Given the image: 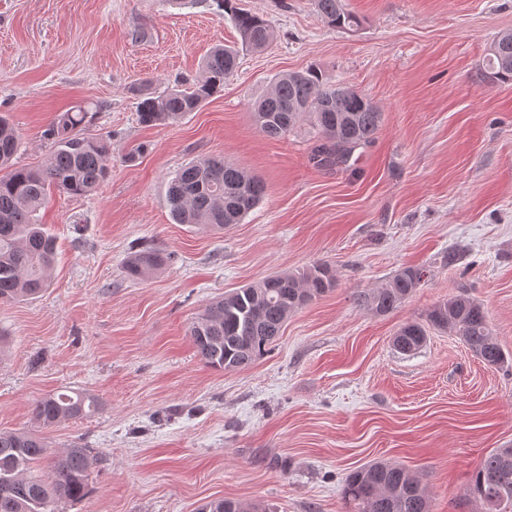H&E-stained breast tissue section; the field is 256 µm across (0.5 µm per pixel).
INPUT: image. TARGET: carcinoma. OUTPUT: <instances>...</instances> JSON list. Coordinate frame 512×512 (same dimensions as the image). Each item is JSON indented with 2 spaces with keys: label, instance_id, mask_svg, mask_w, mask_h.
I'll return each instance as SVG.
<instances>
[{
  "label": "carcinoma",
  "instance_id": "carcinoma-1",
  "mask_svg": "<svg viewBox=\"0 0 512 512\" xmlns=\"http://www.w3.org/2000/svg\"><path fill=\"white\" fill-rule=\"evenodd\" d=\"M230 14L241 45L262 50L274 37L266 19L241 11L233 0H218ZM320 16L333 28L359 25L342 0H314ZM234 47L216 46L205 57L200 81L185 89L157 93L140 90L138 119L145 125L172 124L195 111L224 85L237 67ZM485 78L512 81V33L503 32L490 44ZM88 110L77 105L59 114L47 136L52 151L39 167H16L12 159L19 137L9 119L0 115V302L34 297L51 283L56 263V241L38 222V211L49 189L81 197L94 192L107 176L112 154L110 140L83 132ZM256 126L267 137L282 138L306 120L317 132L313 160L322 167L347 162L360 146L371 144L383 121V112L367 94L347 84H331L314 68L283 73L252 103ZM266 187L222 158L207 157L183 167L168 186V202L178 224H198L221 233L238 224L262 200ZM174 253L163 247L132 252L124 264L131 280L142 279L172 263ZM423 270L406 266L382 287L356 295L357 306L385 315L419 288ZM336 270L314 264L300 272L265 277L213 300L190 326L189 336L200 361L207 367L232 371L254 364L270 352L288 316L336 287ZM449 331L485 364L512 369V353L504 351L492 332L484 306L460 291L434 306L426 323H404L393 338L402 354L418 350L427 329ZM98 409L83 393L49 394L31 405L33 419L44 428ZM41 461L50 472H34ZM93 464L87 448L58 452L29 431L0 430V512H56L62 500L80 501L89 492ZM469 493L483 512H512V447L495 448L473 474ZM343 497L351 512H430L429 497L417 476L404 466L375 461L348 474ZM201 512H261L239 499L213 500Z\"/></svg>",
  "mask_w": 512,
  "mask_h": 512
}]
</instances>
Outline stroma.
I'll return each mask as SVG.
<instances>
[{
    "label": "stroma",
    "mask_w": 512,
    "mask_h": 512,
    "mask_svg": "<svg viewBox=\"0 0 512 512\" xmlns=\"http://www.w3.org/2000/svg\"><path fill=\"white\" fill-rule=\"evenodd\" d=\"M344 2L359 26H328L313 0H234L268 20L271 44L241 49L197 111L148 126L134 84L191 87L213 46H239L215 0H0V114L19 131L17 165L43 163L47 129L78 104L88 134L112 141L96 192L52 191L39 212L57 242L51 287L0 303V430L94 456L88 496L59 512H199L225 497L348 512L346 475L380 460L419 476L431 512H480L468 488L490 450L512 447V371L444 331L410 355L392 339L463 288L512 352V82L484 77L512 0ZM310 67L383 112L374 142L332 169L312 162L308 122L270 139L251 114L277 75ZM207 156L266 185L221 234L174 223L167 201L175 173ZM146 246L176 259L127 279L128 253ZM316 263L336 288L289 316L268 355L236 371L201 363L189 327L210 301ZM405 266L426 277L398 308L355 304ZM65 388L99 412L40 428L32 402Z\"/></svg>",
    "instance_id": "stroma-1"
}]
</instances>
